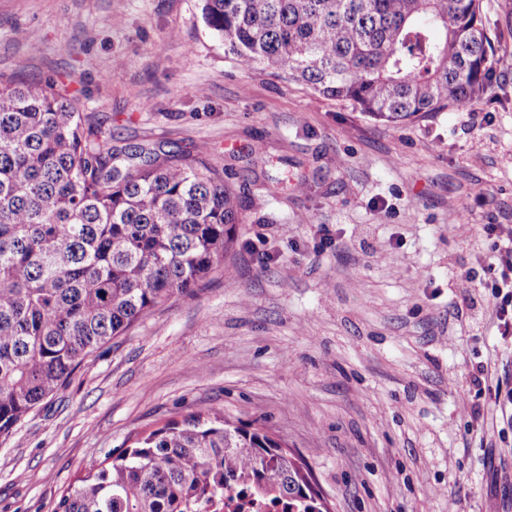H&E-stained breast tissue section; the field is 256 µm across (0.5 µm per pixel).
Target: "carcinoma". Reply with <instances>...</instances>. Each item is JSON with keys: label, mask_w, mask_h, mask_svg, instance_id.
Masks as SVG:
<instances>
[{"label": "carcinoma", "mask_w": 512, "mask_h": 512, "mask_svg": "<svg viewBox=\"0 0 512 512\" xmlns=\"http://www.w3.org/2000/svg\"><path fill=\"white\" fill-rule=\"evenodd\" d=\"M243 69L286 74L404 122L481 97L495 50L482 0H203ZM61 81L0 80V435L112 337L224 267L238 194L209 148L112 146ZM329 512L264 428L171 419L86 465L53 512H210L224 495Z\"/></svg>", "instance_id": "obj_1"}]
</instances>
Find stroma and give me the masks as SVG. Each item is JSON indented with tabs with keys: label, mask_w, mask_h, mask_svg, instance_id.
Returning a JSON list of instances; mask_svg holds the SVG:
<instances>
[{
	"label": "stroma",
	"mask_w": 512,
	"mask_h": 512,
	"mask_svg": "<svg viewBox=\"0 0 512 512\" xmlns=\"http://www.w3.org/2000/svg\"><path fill=\"white\" fill-rule=\"evenodd\" d=\"M202 6L0 0V79L69 82L118 146L207 144L242 196L223 271L0 436V512H51L87 461L200 411L281 439L331 512H512V421L471 412L474 367L512 378V342L459 281L484 225H512V0H483L486 93L400 124L242 69Z\"/></svg>",
	"instance_id": "35a3bbf8"
}]
</instances>
